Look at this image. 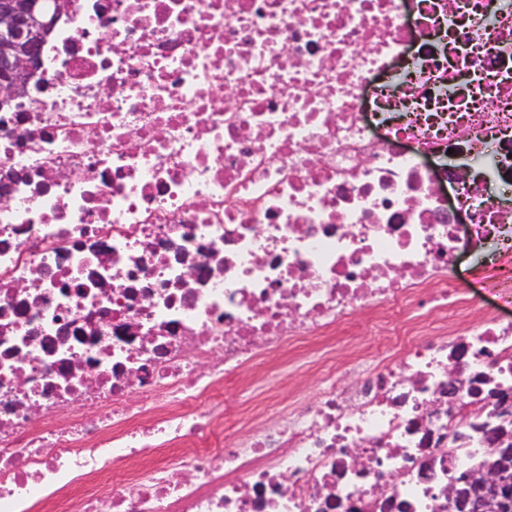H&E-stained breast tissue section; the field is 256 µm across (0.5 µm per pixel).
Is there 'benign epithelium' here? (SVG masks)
I'll return each mask as SVG.
<instances>
[{
	"label": "benign epithelium",
	"instance_id": "obj_1",
	"mask_svg": "<svg viewBox=\"0 0 512 512\" xmlns=\"http://www.w3.org/2000/svg\"><path fill=\"white\" fill-rule=\"evenodd\" d=\"M42 0H0V104L24 88L49 25L38 18ZM489 458L450 486L456 512H512V430L490 432Z\"/></svg>",
	"mask_w": 512,
	"mask_h": 512
}]
</instances>
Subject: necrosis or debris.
I'll use <instances>...</instances> for the list:
<instances>
[{"mask_svg": "<svg viewBox=\"0 0 512 512\" xmlns=\"http://www.w3.org/2000/svg\"><path fill=\"white\" fill-rule=\"evenodd\" d=\"M62 3L0 110V512H453L512 402V0Z\"/></svg>", "mask_w": 512, "mask_h": 512, "instance_id": "necrosis-or-debris-1", "label": "necrosis or debris"}]
</instances>
